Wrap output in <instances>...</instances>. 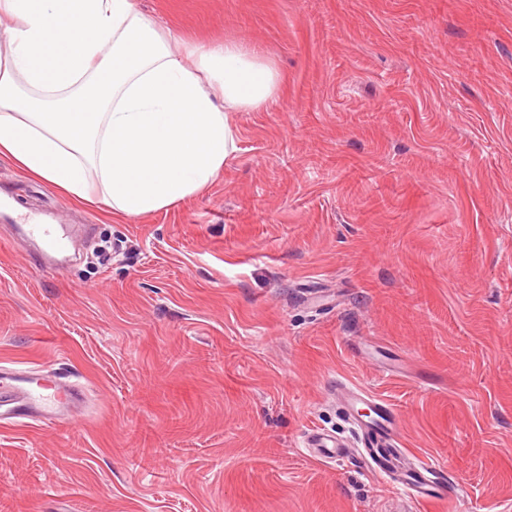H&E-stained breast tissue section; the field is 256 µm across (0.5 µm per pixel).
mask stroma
Masks as SVG:
<instances>
[{
  "instance_id": "1",
  "label": "stroma",
  "mask_w": 512,
  "mask_h": 512,
  "mask_svg": "<svg viewBox=\"0 0 512 512\" xmlns=\"http://www.w3.org/2000/svg\"><path fill=\"white\" fill-rule=\"evenodd\" d=\"M180 57L282 74L198 195L121 222L0 157L16 216L79 227L41 270L0 222V367L84 390L0 424V512H512V0H136ZM347 378L448 471L419 503L307 432ZM305 445L306 448L313 449L312 451H308L310 456L323 459H336V461H340L344 457L358 452V448H352L351 445L341 441L337 437L319 431L308 433L306 435Z\"/></svg>"
}]
</instances>
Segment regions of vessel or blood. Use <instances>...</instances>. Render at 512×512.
<instances>
[{
  "instance_id": "vessel-or-blood-1",
  "label": "vessel or blood",
  "mask_w": 512,
  "mask_h": 512,
  "mask_svg": "<svg viewBox=\"0 0 512 512\" xmlns=\"http://www.w3.org/2000/svg\"><path fill=\"white\" fill-rule=\"evenodd\" d=\"M27 234L44 244V267L55 268L54 254L63 248L68 238L64 228L37 220L28 224ZM47 374L48 371L44 368L19 372L1 367L0 415L11 422L30 420L45 424L66 414L79 394L76 389L63 382L59 383L56 394L44 393L41 382ZM334 394L347 410L357 414L356 423L362 444L357 453H360L374 475L401 487L414 500H446L448 474L445 464L433 458H421L412 466H401L396 449L400 419L389 403L364 387L342 379L337 380ZM362 404L370 406V413H358L357 408ZM305 445L311 448L313 456L323 459L340 460L356 452L348 443L319 431L308 433Z\"/></svg>"
}]
</instances>
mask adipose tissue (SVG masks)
I'll use <instances>...</instances> for the list:
<instances>
[{
    "instance_id": "ef3b65f1",
    "label": "adipose tissue",
    "mask_w": 512,
    "mask_h": 512,
    "mask_svg": "<svg viewBox=\"0 0 512 512\" xmlns=\"http://www.w3.org/2000/svg\"><path fill=\"white\" fill-rule=\"evenodd\" d=\"M0 156L125 219L206 189L236 149L229 115L282 79L242 43L187 65L135 0H0Z\"/></svg>"
}]
</instances>
